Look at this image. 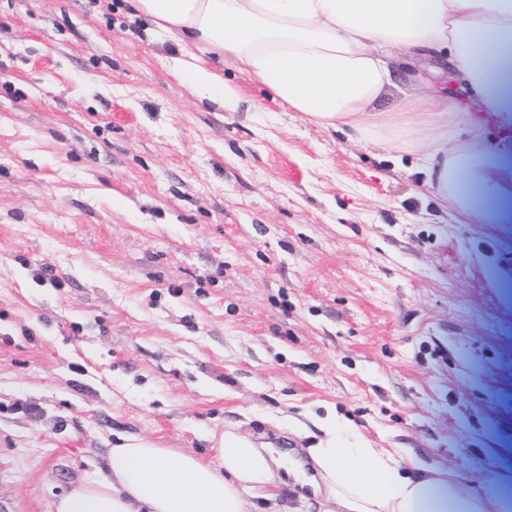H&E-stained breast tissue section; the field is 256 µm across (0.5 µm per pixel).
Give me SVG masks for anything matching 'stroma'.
<instances>
[{
    "instance_id": "35a3bbf8",
    "label": "stroma",
    "mask_w": 512,
    "mask_h": 512,
    "mask_svg": "<svg viewBox=\"0 0 512 512\" xmlns=\"http://www.w3.org/2000/svg\"><path fill=\"white\" fill-rule=\"evenodd\" d=\"M126 0H0V512L143 438L305 457L334 413L462 480L512 474V224L416 155L271 99L199 101Z\"/></svg>"
}]
</instances>
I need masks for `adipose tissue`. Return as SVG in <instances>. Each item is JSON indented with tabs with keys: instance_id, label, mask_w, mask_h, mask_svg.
Segmentation results:
<instances>
[{
	"instance_id": "adipose-tissue-1",
	"label": "adipose tissue",
	"mask_w": 512,
	"mask_h": 512,
	"mask_svg": "<svg viewBox=\"0 0 512 512\" xmlns=\"http://www.w3.org/2000/svg\"><path fill=\"white\" fill-rule=\"evenodd\" d=\"M180 45L173 75L200 99L237 111L243 92L204 57L229 58L273 99L352 141L421 155L429 186L466 218L493 223L512 197V0H130ZM463 86L471 111L449 108ZM502 137L484 142L485 123ZM308 455L322 512H512L504 476L467 481L408 470L399 456L318 421ZM204 459L135 440L107 472L71 487L55 512H281L273 451L221 435Z\"/></svg>"
}]
</instances>
